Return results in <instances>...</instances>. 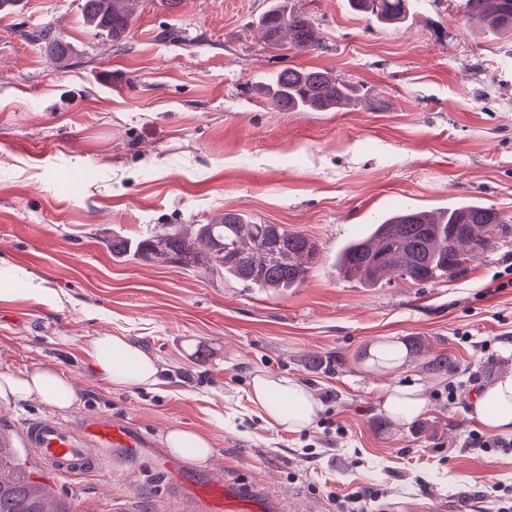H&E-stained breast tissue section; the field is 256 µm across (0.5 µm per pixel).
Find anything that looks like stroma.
Here are the masks:
<instances>
[{"instance_id": "obj_1", "label": "stroma", "mask_w": 512, "mask_h": 512, "mask_svg": "<svg viewBox=\"0 0 512 512\" xmlns=\"http://www.w3.org/2000/svg\"><path fill=\"white\" fill-rule=\"evenodd\" d=\"M323 37L313 52L263 49L270 0H143L123 42L92 37L83 0H13L0 11V372L53 364L82 392L79 417H129L159 438L209 435L204 466L171 456L117 461L111 475L53 478L77 512H196L179 480L221 472L273 512H498L512 447H466L482 424L471 394L512 371V236L459 274L369 287L336 253L377 216L479 201L512 216V40L482 31L460 0H411L394 26L347 0H292ZM52 24L67 53L29 38ZM317 67L370 104L279 112L258 83ZM225 211L316 241L306 281L277 292L169 265L122 260L144 238ZM54 289V304L28 288ZM156 356L164 389L114 391L93 375L87 337L112 332ZM420 343L457 362L436 376L413 357L381 369L380 344ZM306 385L312 425L269 427L247 391L255 374ZM422 389L427 409L393 429L381 402ZM365 494L362 504L354 493Z\"/></svg>"}]
</instances>
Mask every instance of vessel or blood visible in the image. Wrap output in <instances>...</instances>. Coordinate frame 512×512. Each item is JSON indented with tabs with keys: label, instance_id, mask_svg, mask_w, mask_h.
<instances>
[{
	"label": "vessel or blood",
	"instance_id": "vessel-or-blood-1",
	"mask_svg": "<svg viewBox=\"0 0 512 512\" xmlns=\"http://www.w3.org/2000/svg\"><path fill=\"white\" fill-rule=\"evenodd\" d=\"M148 438L130 420L88 418L70 425L53 415L27 421L20 432L0 431V446L33 449L42 464L57 476L111 472L113 460L138 456ZM200 512H270L265 501L249 490H231L216 477L193 487Z\"/></svg>",
	"mask_w": 512,
	"mask_h": 512
}]
</instances>
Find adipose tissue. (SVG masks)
<instances>
[{
	"mask_svg": "<svg viewBox=\"0 0 512 512\" xmlns=\"http://www.w3.org/2000/svg\"><path fill=\"white\" fill-rule=\"evenodd\" d=\"M84 351L93 374L108 388L154 390L163 382L164 369L158 359L133 344L128 336L112 333L88 337ZM36 396L62 414L71 412L80 402L69 376L57 366L0 373L1 401L23 403ZM248 398L270 427L294 432L308 427L321 410L310 390L288 377L255 375ZM471 409L487 430L512 434V373L476 390ZM163 443L171 453L197 465L205 463L212 453L206 434L177 427L166 431Z\"/></svg>",
	"mask_w": 512,
	"mask_h": 512,
	"instance_id": "adipose-tissue-1",
	"label": "adipose tissue"
}]
</instances>
